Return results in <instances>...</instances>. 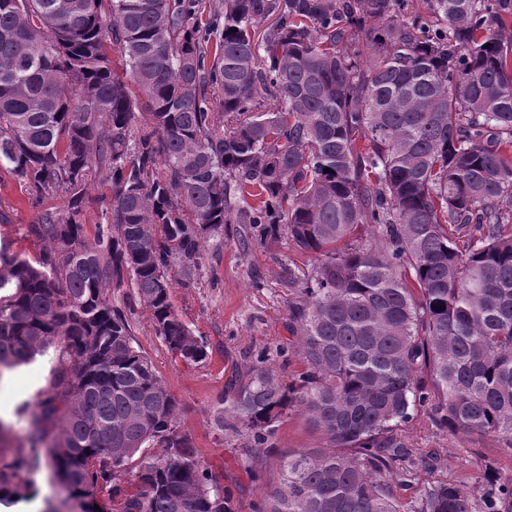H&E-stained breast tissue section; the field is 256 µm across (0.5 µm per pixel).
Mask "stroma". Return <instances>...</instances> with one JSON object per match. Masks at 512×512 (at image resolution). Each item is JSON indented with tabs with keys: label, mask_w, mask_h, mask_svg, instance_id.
<instances>
[{
	"label": "stroma",
	"mask_w": 512,
	"mask_h": 512,
	"mask_svg": "<svg viewBox=\"0 0 512 512\" xmlns=\"http://www.w3.org/2000/svg\"><path fill=\"white\" fill-rule=\"evenodd\" d=\"M39 209L32 207L27 193L5 172H0V239L12 251L28 258L39 255L41 244L27 236L36 223ZM209 267L190 287L175 286L173 302L182 319L196 336L208 344L205 363L189 366L171 358L155 335L149 311L133 299L131 288L112 294L114 303L129 316L141 349L152 361L157 374L177 403V425L190 436L204 463L223 473L224 485L233 496L234 512H253L255 500L264 496L277 481L276 459H268L263 481L251 480L245 472L246 457L233 436L216 430L211 410L224 390L234 368L250 363L262 347L287 339L288 305L298 293L289 275H301L312 260L287 244L268 248L240 247L233 233L207 244ZM54 353L37 357L31 364L13 370L6 389L0 390V418L12 425L4 444L18 446L28 430L16 407L36 402L50 387ZM416 455L438 453L444 467L434 472L413 469L394 485L402 501L415 500L423 485L432 479L485 486L484 459L499 463L500 474L512 473V456L501 454L496 442L473 434L450 435L435 428L427 415L417 414L398 430Z\"/></svg>",
	"instance_id": "35a3bbf8"
}]
</instances>
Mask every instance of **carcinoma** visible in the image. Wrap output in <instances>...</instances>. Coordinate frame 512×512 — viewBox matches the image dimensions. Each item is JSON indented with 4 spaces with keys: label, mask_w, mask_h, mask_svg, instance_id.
I'll return each mask as SVG.
<instances>
[{
    "label": "carcinoma",
    "mask_w": 512,
    "mask_h": 512,
    "mask_svg": "<svg viewBox=\"0 0 512 512\" xmlns=\"http://www.w3.org/2000/svg\"><path fill=\"white\" fill-rule=\"evenodd\" d=\"M417 2L0 0V171L34 206L69 195L29 225L34 260L0 243V378L59 351L47 395L15 409L29 429L0 450V502L46 469L66 497L43 512H232L110 291L203 362L173 278L194 283L239 224L243 247L284 239L314 263L289 343L236 372L214 426L254 476L291 415L325 442L279 455L254 512H512L494 460L482 489L393 490L402 466L441 464L397 434L421 410L512 455V0Z\"/></svg>",
    "instance_id": "obj_1"
}]
</instances>
